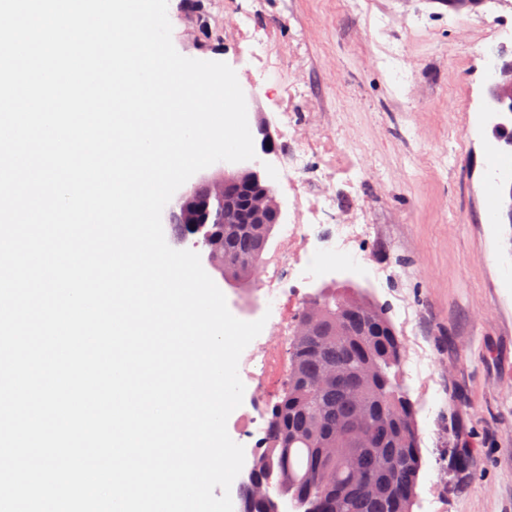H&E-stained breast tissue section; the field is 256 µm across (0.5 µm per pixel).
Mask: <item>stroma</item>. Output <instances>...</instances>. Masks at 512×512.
<instances>
[{"mask_svg":"<svg viewBox=\"0 0 512 512\" xmlns=\"http://www.w3.org/2000/svg\"><path fill=\"white\" fill-rule=\"evenodd\" d=\"M183 56L232 67L251 99L250 128L268 122L275 152L261 172L293 218L281 156L290 137L315 139L307 161L336 194L332 224L363 207L374 238L357 265L323 251L384 309L416 362L403 378L416 407L423 467L413 512H512V226L484 219L483 183L512 162L497 127L458 151L448 108L480 43L446 0H169ZM359 170L357 185L345 173ZM477 451L455 469L461 442Z\"/></svg>","mask_w":512,"mask_h":512,"instance_id":"obj_1","label":"stroma"}]
</instances>
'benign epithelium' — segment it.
<instances>
[{"mask_svg":"<svg viewBox=\"0 0 512 512\" xmlns=\"http://www.w3.org/2000/svg\"><path fill=\"white\" fill-rule=\"evenodd\" d=\"M485 112L502 116L505 124L512 123V103L504 104L493 86L484 102ZM260 162L251 165L232 163L218 169V175L205 177L193 189L183 193L177 206L164 210L167 222L180 214L185 224L205 227L209 224H278L282 218V203L272 187L261 182ZM224 211L215 217V204ZM502 224H512V188L502 187V203L498 214Z\"/></svg>","mask_w":512,"mask_h":512,"instance_id":"1","label":"benign epithelium"}]
</instances>
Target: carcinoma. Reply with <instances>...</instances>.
Listing matches in <instances>:
<instances>
[{
  "label": "carcinoma",
  "instance_id": "cac0c4a2",
  "mask_svg": "<svg viewBox=\"0 0 512 512\" xmlns=\"http://www.w3.org/2000/svg\"><path fill=\"white\" fill-rule=\"evenodd\" d=\"M273 224H226L199 243L224 279L249 280ZM404 346L382 308L334 286L305 308L285 379L237 490L240 512H412L422 457L401 384Z\"/></svg>",
  "mask_w": 512,
  "mask_h": 512
}]
</instances>
